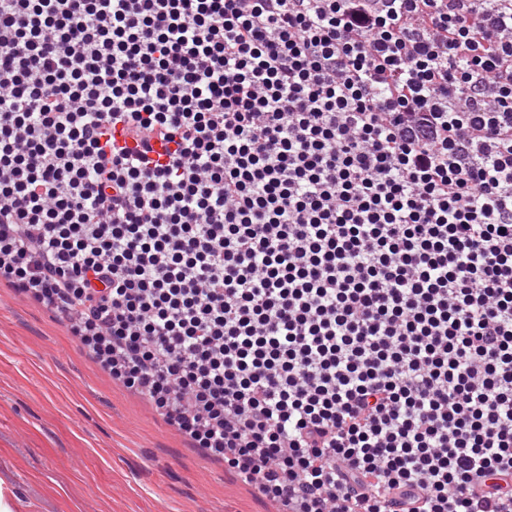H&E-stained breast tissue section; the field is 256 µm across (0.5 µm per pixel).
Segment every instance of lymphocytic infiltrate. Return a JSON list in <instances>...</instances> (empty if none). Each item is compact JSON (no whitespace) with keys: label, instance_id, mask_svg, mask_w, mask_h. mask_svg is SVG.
Instances as JSON below:
<instances>
[{"label":"lymphocytic infiltrate","instance_id":"1","mask_svg":"<svg viewBox=\"0 0 512 512\" xmlns=\"http://www.w3.org/2000/svg\"><path fill=\"white\" fill-rule=\"evenodd\" d=\"M0 280L281 512H512V0H0Z\"/></svg>","mask_w":512,"mask_h":512}]
</instances>
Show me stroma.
<instances>
[{
    "instance_id": "stroma-1",
    "label": "stroma",
    "mask_w": 512,
    "mask_h": 512,
    "mask_svg": "<svg viewBox=\"0 0 512 512\" xmlns=\"http://www.w3.org/2000/svg\"><path fill=\"white\" fill-rule=\"evenodd\" d=\"M0 486L14 512H272L0 283Z\"/></svg>"
}]
</instances>
